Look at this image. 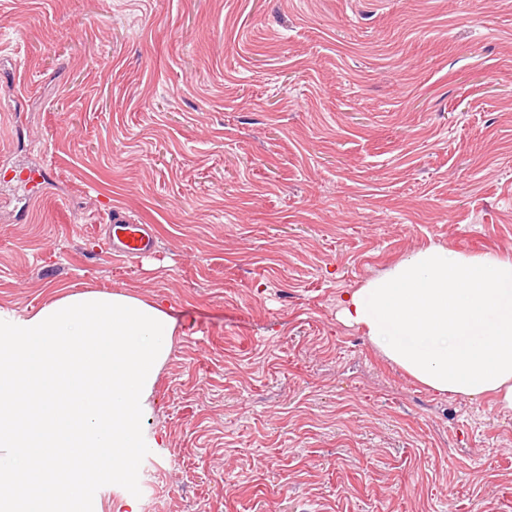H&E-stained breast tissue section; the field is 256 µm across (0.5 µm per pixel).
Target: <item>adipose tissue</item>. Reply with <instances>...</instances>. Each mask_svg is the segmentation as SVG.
Segmentation results:
<instances>
[{
	"mask_svg": "<svg viewBox=\"0 0 512 512\" xmlns=\"http://www.w3.org/2000/svg\"><path fill=\"white\" fill-rule=\"evenodd\" d=\"M341 316L428 388L491 394L512 411L511 259L428 245L345 294ZM174 336L162 306L121 292H71L24 316L0 313V477L24 468L40 484L68 463L67 487H48L45 499L56 512H91L88 454L108 458L119 481L139 449L159 445L145 422ZM22 373L42 395L33 425L12 405Z\"/></svg>",
	"mask_w": 512,
	"mask_h": 512,
	"instance_id": "ef3b65f1",
	"label": "adipose tissue"
}]
</instances>
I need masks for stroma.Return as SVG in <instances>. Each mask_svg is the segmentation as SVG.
Segmentation results:
<instances>
[{
  "label": "stroma",
  "instance_id": "stroma-1",
  "mask_svg": "<svg viewBox=\"0 0 512 512\" xmlns=\"http://www.w3.org/2000/svg\"><path fill=\"white\" fill-rule=\"evenodd\" d=\"M0 309L163 303L160 512H512V411L340 300L436 243L512 259V0H0ZM156 253L112 257L109 213Z\"/></svg>",
  "mask_w": 512,
  "mask_h": 512
}]
</instances>
